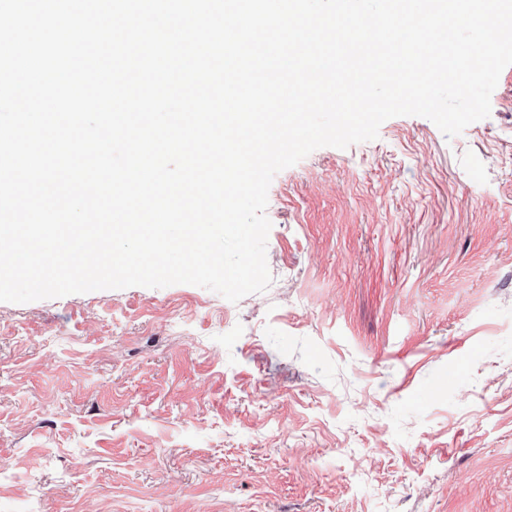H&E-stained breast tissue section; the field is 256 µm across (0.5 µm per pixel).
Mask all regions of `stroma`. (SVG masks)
Returning a JSON list of instances; mask_svg holds the SVG:
<instances>
[{
  "instance_id": "35a3bbf8",
  "label": "stroma",
  "mask_w": 512,
  "mask_h": 512,
  "mask_svg": "<svg viewBox=\"0 0 512 512\" xmlns=\"http://www.w3.org/2000/svg\"><path fill=\"white\" fill-rule=\"evenodd\" d=\"M267 290L0 302V512H512V72L278 172Z\"/></svg>"
}]
</instances>
